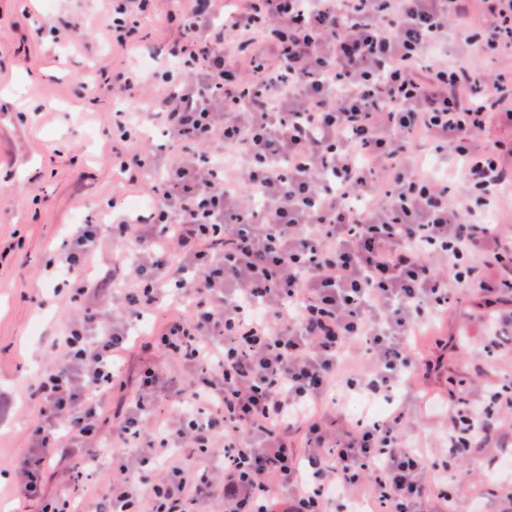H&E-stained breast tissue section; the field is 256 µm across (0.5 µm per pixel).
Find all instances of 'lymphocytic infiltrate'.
<instances>
[{"instance_id":"f902f5d3","label":"lymphocytic infiltrate","mask_w":512,"mask_h":512,"mask_svg":"<svg viewBox=\"0 0 512 512\" xmlns=\"http://www.w3.org/2000/svg\"><path fill=\"white\" fill-rule=\"evenodd\" d=\"M235 0L212 25L213 0H171L186 33L170 55L184 78L162 103L173 140L196 146L166 171L126 266L129 319L161 296L190 304L154 341L187 378L148 367L112 427V443L146 441L117 456L112 493L90 504L39 494L44 460L70 458L94 473L91 453L126 322L85 308L55 344L59 364L36 389L38 419L20 461V502L39 512H329L335 486L365 487L385 512H448L432 495L437 465L410 447L404 404L356 419L348 390L383 394L430 377L412 338L464 293L494 306L512 282L502 241L481 213L512 189L505 141L512 77L451 63L438 51L457 36L485 54L512 55V0ZM148 0H120L107 31L126 46ZM224 145L214 171L207 147ZM452 152L466 192L417 162ZM98 227L78 225L51 270L83 274ZM485 257L492 281L470 262ZM162 401L177 417L145 425ZM223 449L186 468L182 453Z\"/></svg>"}]
</instances>
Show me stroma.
Masks as SVG:
<instances>
[{"label":"stroma","mask_w":512,"mask_h":512,"mask_svg":"<svg viewBox=\"0 0 512 512\" xmlns=\"http://www.w3.org/2000/svg\"><path fill=\"white\" fill-rule=\"evenodd\" d=\"M168 8L167 0H154V17L138 33L139 51L131 53L113 46L105 30L112 0H0V505L15 501V463L28 451L37 415L33 392L42 372L60 360L54 347L58 336L87 306L114 321L125 318L123 308L112 304L111 288L77 296L79 276L51 275L47 263L58 258L76 225L97 224L101 231L88 267L92 277L111 281L113 266L137 248L134 240L114 239L113 223L147 216V203L164 188L166 168L192 150L171 143L153 117L119 130L113 117L123 100L94 91L73 75L97 78L138 68L149 80L152 98L166 96L182 78L168 53L182 29L167 20ZM137 153L144 166L133 164ZM178 311L167 303L146 314L120 355L121 373L103 397L106 409L93 449L100 471L112 468V426L144 370L155 365L171 375L185 372L164 349L143 347ZM509 317L512 309L500 308L492 317L479 296L464 295L414 342L424 345L433 334L463 340L461 351L445 352L444 367L464 377V398L477 406L502 377L512 376V354L489 348L512 335L505 325ZM453 419L443 403L427 415L409 408L410 424L428 423L431 436L422 447L433 460L448 461L460 488L448 504L450 512H512V479L495 480L491 493L482 483L470 493L461 491L470 477H486L499 455L512 453V421L487 445L452 459ZM41 473L48 499L64 491L88 498L108 491L104 484L77 478L65 460L44 464Z\"/></svg>","instance_id":"1"}]
</instances>
